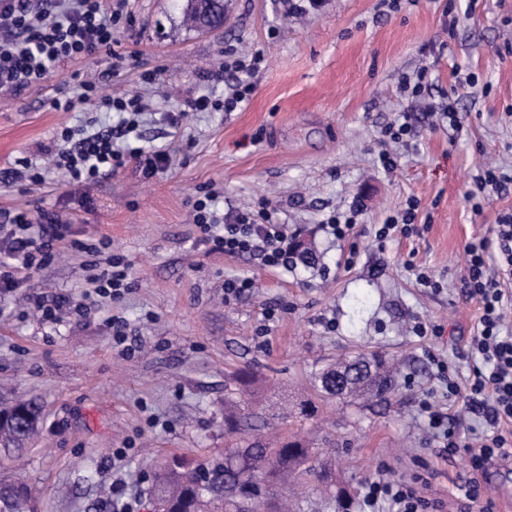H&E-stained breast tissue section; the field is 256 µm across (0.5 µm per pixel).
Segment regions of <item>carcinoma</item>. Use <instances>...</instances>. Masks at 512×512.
<instances>
[{
  "label": "carcinoma",
  "instance_id": "1",
  "mask_svg": "<svg viewBox=\"0 0 512 512\" xmlns=\"http://www.w3.org/2000/svg\"><path fill=\"white\" fill-rule=\"evenodd\" d=\"M185 19L199 29V16L209 19L212 28L224 26V0H186ZM369 367V382L352 391L354 396L381 397L395 391L394 378L385 370L384 360L374 354H358L336 362L315 375L313 386L336 396L338 380L345 379L355 365ZM249 403L230 399L224 404V434L238 438L233 448L224 449V463L211 469L175 456L173 465L162 466L156 475L155 496L166 512H211L220 506L223 512H285L279 502L278 485L291 476H306L320 486L324 501L336 503L333 473L313 460L312 449L299 439L283 438L273 448L260 440H251L244 423L250 418ZM42 417L32 400L0 409V451L22 456L26 446L39 433ZM0 512H34L28 488L21 483L0 485Z\"/></svg>",
  "mask_w": 512,
  "mask_h": 512
}]
</instances>
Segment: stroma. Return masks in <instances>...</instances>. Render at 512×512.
Segmentation results:
<instances>
[{"label":"stroma","mask_w":512,"mask_h":512,"mask_svg":"<svg viewBox=\"0 0 512 512\" xmlns=\"http://www.w3.org/2000/svg\"><path fill=\"white\" fill-rule=\"evenodd\" d=\"M294 2L226 0L223 27L199 32L185 0H127L113 45L121 66L102 52L22 92L0 89V171L22 157L43 162L59 127L116 125L110 112L53 107L85 79L140 95L142 145L171 155L153 178L131 164L71 187L69 202L53 168L39 185H0V211L61 212L87 243L108 237L139 283L118 303L95 297L89 255L65 250L34 277L39 291L69 295L58 321L37 316L24 292L0 301V403L36 400L43 418L21 461L0 455V482L26 483L35 512H113L116 483L152 512L159 464L175 454L223 462L224 400L245 368L257 408L287 414L282 432L328 443L354 497L383 476L458 512L467 461L439 456L418 402L442 390L436 361L457 383L470 374L478 305L462 288L464 246L512 212V184L477 209L466 197L482 165L512 175V0H316L302 11ZM230 48L263 55L248 102L188 112L200 93L231 94ZM424 66L425 96L404 93L403 78ZM462 74L473 85L459 87ZM451 96L463 125L454 138L429 114ZM183 110L181 126L165 121ZM403 115L413 134L387 173L379 141ZM209 191L222 214L271 203L313 261L286 271L210 251L189 205ZM412 198L418 234L378 244L380 224ZM336 214L355 220L342 239L325 228ZM419 269L440 290L421 286ZM232 277L254 286L228 302ZM115 317L127 325L121 342ZM360 353L392 363L394 393L343 401L315 390V373ZM304 402L311 418L298 415Z\"/></svg>","instance_id":"stroma-1"}]
</instances>
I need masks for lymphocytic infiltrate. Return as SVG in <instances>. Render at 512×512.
Listing matches in <instances>:
<instances>
[{
  "label": "lymphocytic infiltrate",
  "instance_id": "lymphocytic-infiltrate-1",
  "mask_svg": "<svg viewBox=\"0 0 512 512\" xmlns=\"http://www.w3.org/2000/svg\"><path fill=\"white\" fill-rule=\"evenodd\" d=\"M120 18L110 0H0V89L22 90L40 83L62 65L111 50L112 32ZM123 116L108 130L75 136L72 128L56 133L58 151L53 165L69 183H89L106 179L136 162L145 178L166 169V150L132 144L138 133V117L143 111L139 96H112L102 93L93 81L80 84L73 96L57 98L55 109L73 111L87 103ZM193 221L202 243L228 255H247L270 268L296 267L298 255L286 225L275 219L270 203L258 210L242 211L224 219L214 208L212 194L192 203ZM92 252L93 247L75 238L69 221L55 211H40L38 217L15 211L0 216V298L10 296L30 281L35 271L53 262L60 248ZM461 281L468 299L479 305L480 316L470 350L479 363L465 384L448 374L447 361L436 363L437 376L446 395L464 411L486 425L482 435L466 439L447 414L429 401L420 408L434 437L443 441L439 450L450 458L466 453L468 477L459 484V512H494L495 505L484 495L482 479L497 462L512 457V333L506 332L505 311L512 306V294L501 286L512 277V213L501 216L492 238L469 241ZM97 294L118 302L137 286L130 267L120 255L94 277ZM363 512H428L429 502L416 487L381 477L365 488Z\"/></svg>",
  "mask_w": 512,
  "mask_h": 512
}]
</instances>
